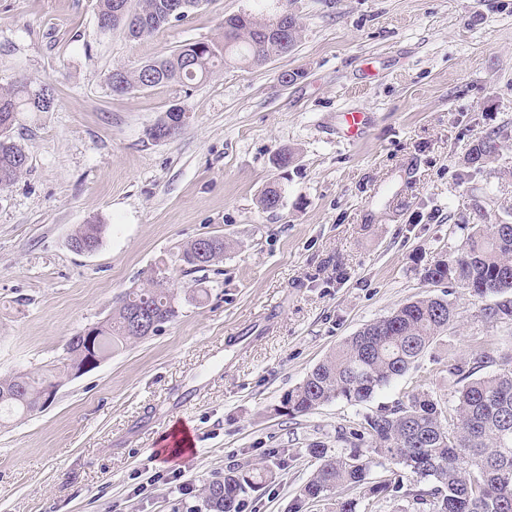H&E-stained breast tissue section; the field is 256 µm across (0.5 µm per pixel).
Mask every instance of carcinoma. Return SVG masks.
Wrapping results in <instances>:
<instances>
[{
    "mask_svg": "<svg viewBox=\"0 0 512 512\" xmlns=\"http://www.w3.org/2000/svg\"><path fill=\"white\" fill-rule=\"evenodd\" d=\"M125 13L112 17V0H96L97 12L109 28L122 25L132 39L150 35L169 23L175 0H127ZM269 20L247 16L231 35L184 44L173 54L135 70L116 66L125 91L169 83H190L234 60L249 63L270 48L256 40ZM42 83L25 77L0 87V188L13 184L27 164L24 148L13 136L16 114L43 112ZM101 224H85L71 237L80 243L103 237ZM200 240L185 246L180 261L190 271L202 270L224 257V238L213 240L205 258L198 256ZM431 283L454 282L476 298L512 293V224H476L457 254L424 271ZM147 312L156 330L179 313L165 277L150 278L147 288H133L117 298L110 316L94 325L98 352L106 359L114 349L147 338L133 330L134 317ZM485 317L512 321V297L485 309ZM456 321L448 299L424 296L406 302L345 339L318 363L299 386L289 391L278 412L295 418L325 403L342 399L352 405L368 401L379 390L405 375L437 338ZM81 334L71 337L60 364L44 372H16L0 378V407L21 416L44 408V386L60 382L67 369L88 359ZM494 359L478 349L448 361V373L461 383L448 411L427 392H416L390 408L364 417L350 432L353 448L330 454L314 444L308 452L320 461L300 490L297 510L321 501L338 488L360 489L371 469L385 462L395 466L393 478L373 484L368 494L398 493L403 480L420 484L412 490L414 504L426 512H512V367L485 372ZM268 479L263 471L230 468L204 484L200 504L192 512H241L246 490Z\"/></svg>",
    "mask_w": 512,
    "mask_h": 512,
    "instance_id": "carcinoma-1",
    "label": "carcinoma"
}]
</instances>
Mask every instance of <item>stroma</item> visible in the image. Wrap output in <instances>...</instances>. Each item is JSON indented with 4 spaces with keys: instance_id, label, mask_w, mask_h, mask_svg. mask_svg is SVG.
Here are the masks:
<instances>
[{
    "instance_id": "1",
    "label": "stroma",
    "mask_w": 512,
    "mask_h": 512,
    "mask_svg": "<svg viewBox=\"0 0 512 512\" xmlns=\"http://www.w3.org/2000/svg\"><path fill=\"white\" fill-rule=\"evenodd\" d=\"M95 3L0 0V87L24 76L58 94L54 111L19 114L27 168L0 189V376L52 368L154 273L179 315L0 427V512H189L233 466L275 473L246 512H290L318 466L312 443L345 448L364 415L421 390L447 404L449 354L512 340V321L484 315L495 297L423 278L472 225L512 224V0H206L136 40L102 32ZM285 8L302 27L288 55L185 85L107 84L113 67L222 36L225 17ZM285 70L302 76L282 86ZM175 105L182 128L152 139ZM349 109L368 119L354 144L339 133ZM482 141L494 149L475 167ZM273 184L282 204L266 210ZM382 186L394 194L367 219ZM85 224L106 227L90 255L69 246ZM202 235L223 236L224 258L183 273L177 256ZM426 295L447 296L457 321L404 376L358 405L278 413L344 339ZM178 423L193 446L168 460Z\"/></svg>"
}]
</instances>
